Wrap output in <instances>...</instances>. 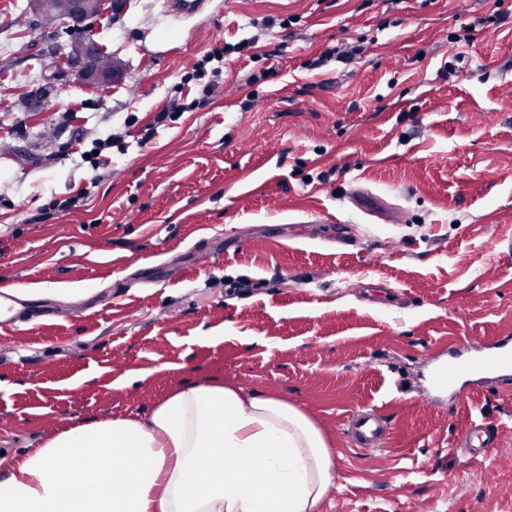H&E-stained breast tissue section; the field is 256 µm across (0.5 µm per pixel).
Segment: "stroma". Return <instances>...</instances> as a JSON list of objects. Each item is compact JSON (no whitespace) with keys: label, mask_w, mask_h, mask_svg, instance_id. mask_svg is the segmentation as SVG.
Instances as JSON below:
<instances>
[{"label":"stroma","mask_w":512,"mask_h":512,"mask_svg":"<svg viewBox=\"0 0 512 512\" xmlns=\"http://www.w3.org/2000/svg\"><path fill=\"white\" fill-rule=\"evenodd\" d=\"M53 34L0 0V285L71 310L0 339V474L218 379L319 427L320 512H512V388L428 386L449 345L512 335V0H203L175 21L125 0L93 31L120 68L104 89L31 59ZM239 42L210 94L185 81ZM333 48L356 54L312 68ZM176 99L196 107L156 123ZM364 408L383 448L348 434ZM473 420L501 434L478 460L457 446ZM120 138L112 137V134L108 135L106 138H95L92 140V148L90 150H85L81 154V158L84 163H88L89 167L92 171H97L99 168L108 165L110 161V157L106 154H103L106 150L112 149V147L116 146L119 148ZM93 151H98L97 155L93 154Z\"/></svg>","instance_id":"35a3bbf8"}]
</instances>
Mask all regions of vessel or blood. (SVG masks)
<instances>
[{"mask_svg": "<svg viewBox=\"0 0 512 512\" xmlns=\"http://www.w3.org/2000/svg\"><path fill=\"white\" fill-rule=\"evenodd\" d=\"M54 307L41 299L22 296L10 288L0 289V320L11 324L27 316L55 315ZM512 382V336L496 337L492 343L468 352L449 346L448 356L430 375L434 390L454 396L458 402L487 390L493 383ZM387 420L370 410L357 412L351 420V433L360 447L380 448L389 434ZM500 443L497 429L485 423H470L461 433L459 444L470 457L486 455Z\"/></svg>", "mask_w": 512, "mask_h": 512, "instance_id": "obj_1", "label": "vessel or blood"}]
</instances>
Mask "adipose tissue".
<instances>
[{
  "mask_svg": "<svg viewBox=\"0 0 512 512\" xmlns=\"http://www.w3.org/2000/svg\"><path fill=\"white\" fill-rule=\"evenodd\" d=\"M325 437L278 397L190 383L145 418L56 432L0 477V512H319Z\"/></svg>",
  "mask_w": 512,
  "mask_h": 512,
  "instance_id": "1",
  "label": "adipose tissue"
}]
</instances>
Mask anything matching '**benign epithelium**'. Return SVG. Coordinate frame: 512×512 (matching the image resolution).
I'll return each mask as SVG.
<instances>
[{
    "mask_svg": "<svg viewBox=\"0 0 512 512\" xmlns=\"http://www.w3.org/2000/svg\"><path fill=\"white\" fill-rule=\"evenodd\" d=\"M28 6L43 21L59 23L62 33L68 37V51L58 56L59 73L99 88L110 85L119 75L116 67L100 65V45L92 34L101 17L121 9L117 0H68L66 15L60 19L45 13L43 0H28Z\"/></svg>",
    "mask_w": 512,
    "mask_h": 512,
    "instance_id": "1",
    "label": "benign epithelium"
}]
</instances>
